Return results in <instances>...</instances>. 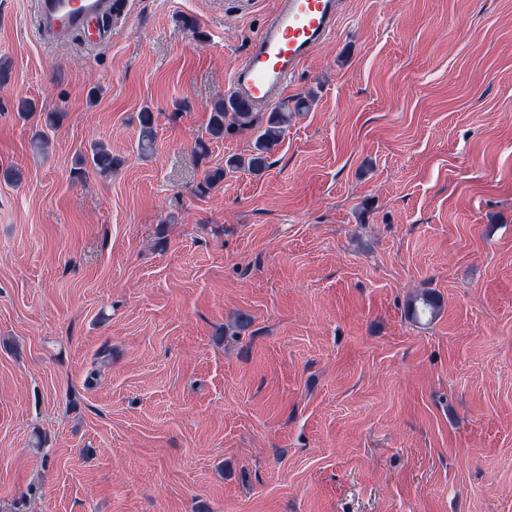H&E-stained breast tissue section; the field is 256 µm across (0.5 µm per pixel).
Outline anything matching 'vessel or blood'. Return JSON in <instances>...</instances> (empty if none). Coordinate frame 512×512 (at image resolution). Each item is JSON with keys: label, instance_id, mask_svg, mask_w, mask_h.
<instances>
[{"label": "vessel or blood", "instance_id": "b4317fda", "mask_svg": "<svg viewBox=\"0 0 512 512\" xmlns=\"http://www.w3.org/2000/svg\"><path fill=\"white\" fill-rule=\"evenodd\" d=\"M341 0H279L259 37L232 76L237 94L253 106L276 100L295 77L304 58L334 32ZM111 0H36L38 34L46 42H64L90 31Z\"/></svg>", "mask_w": 512, "mask_h": 512}]
</instances>
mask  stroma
Wrapping results in <instances>:
<instances>
[{"label": "stroma", "mask_w": 512, "mask_h": 512, "mask_svg": "<svg viewBox=\"0 0 512 512\" xmlns=\"http://www.w3.org/2000/svg\"><path fill=\"white\" fill-rule=\"evenodd\" d=\"M119 3L49 47L0 0V512H512V0H344L268 168L207 191L278 2ZM139 125L138 149L143 153L152 150L156 136V118L148 109H144L137 115ZM84 164L102 176L112 175V170L121 164V160L112 155V150L102 141H95L89 146ZM440 302L429 292L416 295L410 302L409 308L413 318L435 317L440 309Z\"/></svg>", "instance_id": "stroma-1"}]
</instances>
